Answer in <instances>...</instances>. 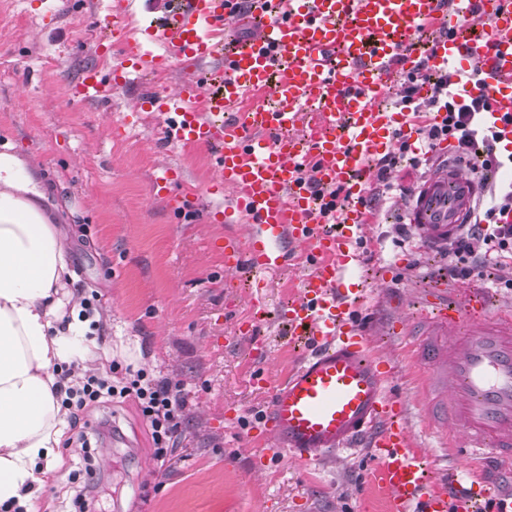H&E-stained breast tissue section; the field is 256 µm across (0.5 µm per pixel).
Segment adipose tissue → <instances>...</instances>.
I'll return each mask as SVG.
<instances>
[{"mask_svg":"<svg viewBox=\"0 0 512 512\" xmlns=\"http://www.w3.org/2000/svg\"><path fill=\"white\" fill-rule=\"evenodd\" d=\"M45 190L14 154H0V504L25 506L67 427L55 393L62 364L74 376L96 369L98 346L74 352L87 329L80 298L67 291L63 227L38 205Z\"/></svg>","mask_w":512,"mask_h":512,"instance_id":"adipose-tissue-1","label":"adipose tissue"}]
</instances>
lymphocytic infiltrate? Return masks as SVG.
<instances>
[{
	"instance_id": "1",
	"label": "lymphocytic infiltrate",
	"mask_w": 512,
	"mask_h": 512,
	"mask_svg": "<svg viewBox=\"0 0 512 512\" xmlns=\"http://www.w3.org/2000/svg\"><path fill=\"white\" fill-rule=\"evenodd\" d=\"M467 80V75L457 69L435 70L424 62L404 75L396 92V104L421 118V141L414 144L408 138L398 137L396 149L376 160L368 205L373 208L391 199L395 190L391 173L402 158H409L417 168L429 166L430 149L446 139L451 142L454 162H468L473 151H481L478 210L473 226L451 241L445 251L448 277L457 281L470 279L481 264L491 260L503 271L498 287L512 291V223L501 221L504 213L512 212V179L499 177L505 162L498 151V135L486 117L490 110L487 96L459 93ZM425 85L430 86L431 92L423 97L419 90ZM431 112L443 113L442 122H427L426 116ZM57 393L68 412L70 425L75 428L66 445L85 468L90 465L89 439L85 431L79 430L78 423L81 414L101 404L135 399L143 420L152 430L154 457L160 462L169 458L182 428L185 400L180 382L155 378L145 370L124 367L114 360L104 370L76 380L70 370H63Z\"/></svg>"
}]
</instances>
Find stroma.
Masks as SVG:
<instances>
[{
	"label": "stroma",
	"mask_w": 512,
	"mask_h": 512,
	"mask_svg": "<svg viewBox=\"0 0 512 512\" xmlns=\"http://www.w3.org/2000/svg\"><path fill=\"white\" fill-rule=\"evenodd\" d=\"M112 2L0 0V145H12L46 187L45 214L69 224L71 288L98 294L112 357L183 386L182 431L163 464L133 400L81 415L89 429L111 415L117 430L95 445L94 512H388L371 449L302 467L270 458L266 439L253 430L270 399L253 376L277 383L299 361L280 316L307 270L292 262L271 276L265 319L254 336H239L249 293L226 285L224 236L245 227L213 217L231 199L209 191L213 151L168 145L164 115L139 106L145 89L171 94L196 64L131 78L101 100L72 94L87 69L106 75L124 60L120 45L102 50L96 42L112 20ZM117 122L126 137L113 136ZM166 165L176 171L167 194H150L151 178ZM186 191L190 206L171 212L168 195ZM403 209L399 203L376 212L345 278L366 288L357 321L370 333L371 352L393 365L392 390L417 446L428 451L433 484L452 475L482 493L479 465L455 462L447 435L428 425L421 408V370L404 328L432 283L447 278L448 261L442 251L398 243ZM58 454L56 480L31 500L30 512H75L66 489L77 458L65 447Z\"/></svg>",
	"instance_id": "35a3bbf8"
}]
</instances>
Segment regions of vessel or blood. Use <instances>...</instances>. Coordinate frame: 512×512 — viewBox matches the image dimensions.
I'll return each instance as SVG.
<instances>
[{
  "instance_id": "1",
  "label": "vessel or blood",
  "mask_w": 512,
  "mask_h": 512,
  "mask_svg": "<svg viewBox=\"0 0 512 512\" xmlns=\"http://www.w3.org/2000/svg\"><path fill=\"white\" fill-rule=\"evenodd\" d=\"M486 25L482 33L459 35L462 0H250L253 35L223 52L221 89L208 110L227 111L223 123L208 121L194 104L207 78L185 82L174 97H146L149 109L167 115L168 140L215 148L211 193L230 188L231 206L222 220L244 224V237L224 240L227 282L242 271L258 272L250 301H264L267 278L289 255L311 267L288 305L294 335H308L312 348L288 378L271 389L270 406L259 420L260 435L273 450L307 465L322 454L368 444L376 460L374 478L388 492L392 512H472L473 494L457 480L430 486L420 451L399 414L402 403L388 394L390 370L369 350L367 335L352 317L345 271L357 260L356 244L367 218L362 206L342 210L339 231L319 229L314 192L299 178L308 168L326 188L361 194L370 179L369 159L392 151L402 117L383 112L379 100L394 92L397 71H411L419 56L409 51L419 28L441 27L429 62L453 60L478 69L489 117L512 149V0H477ZM238 0H178L139 37L127 35L125 0L112 7V36L125 43L126 65L104 77L84 72L75 87L83 100L100 98L106 85L129 79L128 65L141 59L144 44L165 47L157 66L198 62L219 53L208 28L237 20ZM442 164L426 178L408 208L410 224L434 246L447 245L473 217L477 186L472 174ZM433 314L424 323L430 339L414 350L423 383L441 398L426 409L443 423L458 455L484 459L491 480L510 482L512 472V308L492 306L484 291L461 284L431 295Z\"/></svg>"
}]
</instances>
